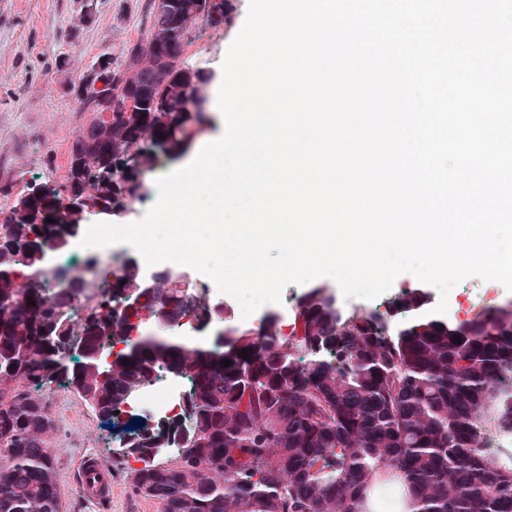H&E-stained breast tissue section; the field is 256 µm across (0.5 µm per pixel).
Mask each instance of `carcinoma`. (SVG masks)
Wrapping results in <instances>:
<instances>
[{"instance_id": "obj_1", "label": "carcinoma", "mask_w": 512, "mask_h": 512, "mask_svg": "<svg viewBox=\"0 0 512 512\" xmlns=\"http://www.w3.org/2000/svg\"><path fill=\"white\" fill-rule=\"evenodd\" d=\"M147 10L146 35L112 68L114 81L123 65L130 76L108 100L111 119L80 105L95 118L72 141L65 182L0 213V512H62L44 388L73 389L107 423L162 372L189 379L182 412L128 421L118 449L143 463L133 486L158 512H376L388 491L405 512H512V448L494 466L485 456L490 430L512 435V306L449 320L414 288L382 314H344L317 286L289 331L275 314L258 329L226 325L219 352L131 336L114 302L145 294L134 257L90 315L74 306L80 279L48 292L46 250L87 215L142 198L159 157L202 131L194 104L211 76L183 56L193 26L223 22L228 0ZM174 275L155 273L162 284L143 304L163 329L227 320ZM114 342L125 349L108 363L99 351Z\"/></svg>"}]
</instances>
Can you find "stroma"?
<instances>
[{"label":"stroma","mask_w":512,"mask_h":512,"mask_svg":"<svg viewBox=\"0 0 512 512\" xmlns=\"http://www.w3.org/2000/svg\"><path fill=\"white\" fill-rule=\"evenodd\" d=\"M147 0H0V180L16 190L64 180L68 150L92 115L72 88L103 54L119 56L146 32ZM230 20L199 25L185 61L220 76L241 30L249 0H229ZM42 401L57 429L49 452L57 470L62 512H158L136 494L138 463L113 454L101 418L73 390L51 386ZM94 452L112 475L111 499L91 504L80 490L79 462Z\"/></svg>","instance_id":"obj_1"}]
</instances>
